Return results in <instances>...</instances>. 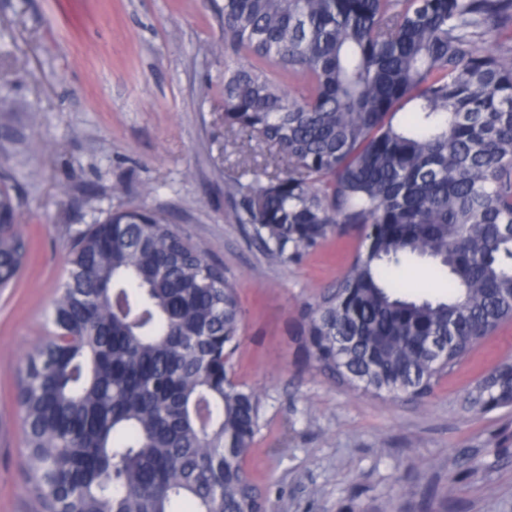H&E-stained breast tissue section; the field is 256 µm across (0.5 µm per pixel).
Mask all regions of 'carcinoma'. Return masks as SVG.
<instances>
[{
	"instance_id": "cac0c4a2",
	"label": "carcinoma",
	"mask_w": 512,
	"mask_h": 512,
	"mask_svg": "<svg viewBox=\"0 0 512 512\" xmlns=\"http://www.w3.org/2000/svg\"><path fill=\"white\" fill-rule=\"evenodd\" d=\"M218 12L224 130L287 164L257 185L225 180L236 223L279 263L357 231L348 270L307 315L309 353L349 388L430 397L512 319V0H223ZM8 181L3 290L30 256ZM412 258L447 296L399 275ZM67 266L53 329L16 385L41 512H264L242 467L259 399L227 380L241 316L224 268L143 208L78 231ZM468 402L511 406L512 362L474 379Z\"/></svg>"
}]
</instances>
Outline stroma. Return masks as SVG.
I'll return each mask as SVG.
<instances>
[{
	"mask_svg": "<svg viewBox=\"0 0 512 512\" xmlns=\"http://www.w3.org/2000/svg\"><path fill=\"white\" fill-rule=\"evenodd\" d=\"M0 171L31 258L0 293V512H37L13 393L76 230L143 206L224 269L239 293L236 383L261 403L244 459L266 512H512V408L474 412L471 382L512 359V325L433 396L379 399L309 357L306 308L347 270L357 236L270 262L233 219L227 174L262 177L266 145L226 134L224 59L212 0H0Z\"/></svg>",
	"mask_w": 512,
	"mask_h": 512,
	"instance_id": "stroma-1",
	"label": "stroma"
}]
</instances>
